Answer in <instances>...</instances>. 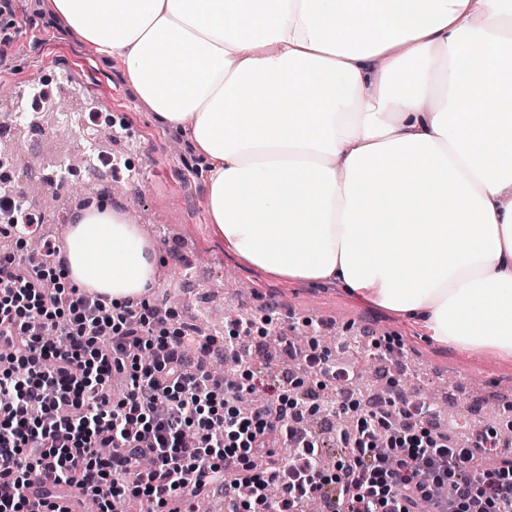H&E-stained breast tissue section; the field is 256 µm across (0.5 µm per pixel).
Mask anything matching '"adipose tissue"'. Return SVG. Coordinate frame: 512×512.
Wrapping results in <instances>:
<instances>
[{"label": "adipose tissue", "mask_w": 512, "mask_h": 512, "mask_svg": "<svg viewBox=\"0 0 512 512\" xmlns=\"http://www.w3.org/2000/svg\"><path fill=\"white\" fill-rule=\"evenodd\" d=\"M188 132L215 232L444 347L512 355V0H54ZM69 282L122 303L157 249L76 212Z\"/></svg>", "instance_id": "ef3b65f1"}]
</instances>
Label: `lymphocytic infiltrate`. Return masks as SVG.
I'll return each mask as SVG.
<instances>
[{
	"label": "lymphocytic infiltrate",
	"mask_w": 512,
	"mask_h": 512,
	"mask_svg": "<svg viewBox=\"0 0 512 512\" xmlns=\"http://www.w3.org/2000/svg\"><path fill=\"white\" fill-rule=\"evenodd\" d=\"M21 254L0 253V512H29L30 491L55 512L59 489L93 500L98 512H124L138 499L166 512L177 495L192 499L216 482L232 500L264 497L283 464L278 443L294 447V463L308 470L305 485L283 489L277 512L322 490L318 446L288 425V389L276 379L248 374L229 384L214 376L220 359L241 363L254 320L235 318L224 339L200 335L195 325H169V309L147 301L112 305L100 296L66 288L59 280L60 247L45 239ZM127 377L114 391L112 377ZM265 395L251 409L235 403L246 384ZM402 434L406 445L383 455L379 436ZM422 422L396 389L371 409L365 427L341 435L349 453L340 461L336 512H449L450 502L489 503L512 512V449L496 437L467 442L440 439L413 444ZM236 433L239 450L228 449ZM492 448L495 468L482 465ZM451 475L449 499L434 495L435 472Z\"/></svg>",
	"instance_id": "f902f5d3"
}]
</instances>
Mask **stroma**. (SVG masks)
Segmentation results:
<instances>
[{"label":"stroma","instance_id":"stroma-1","mask_svg":"<svg viewBox=\"0 0 512 512\" xmlns=\"http://www.w3.org/2000/svg\"><path fill=\"white\" fill-rule=\"evenodd\" d=\"M15 11L23 34L11 57L0 60V83L23 89L44 67H51L69 105L67 122L49 128L51 150L82 143L79 111L87 103L104 105L128 121L132 132L120 143L137 153L141 162L132 209L142 215L140 229L159 251L150 301L160 304L163 293L179 289L178 300L171 304L173 325L197 323L211 307L233 315L244 304L271 313L265 339L273 355L278 352L279 331L299 333L310 324L318 330L332 325L345 338L366 341L372 353L405 360L407 372L396 377L414 395L453 388L462 398L464 427L459 434L463 437L482 425L484 413L502 407L504 399L512 400L511 357L438 346L401 317L353 301L338 284H285L243 264L225 249L209 224L205 178L186 133L160 123L138 101L120 62L88 59L89 45L58 17L53 0H16ZM185 254L200 259L187 276L182 275L180 263ZM228 270L252 285L253 293L244 302L225 295Z\"/></svg>","mask_w":512,"mask_h":512}]
</instances>
